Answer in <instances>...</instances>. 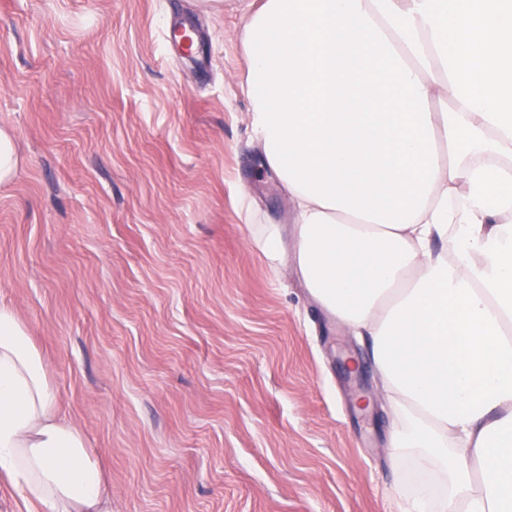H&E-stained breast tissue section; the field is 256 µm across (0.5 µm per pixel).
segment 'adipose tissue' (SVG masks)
Here are the masks:
<instances>
[{"instance_id":"ef3b65f1","label":"adipose tissue","mask_w":512,"mask_h":512,"mask_svg":"<svg viewBox=\"0 0 512 512\" xmlns=\"http://www.w3.org/2000/svg\"><path fill=\"white\" fill-rule=\"evenodd\" d=\"M243 90L311 297L368 336L394 467L512 512V0H241ZM0 479L101 512L106 481L0 304Z\"/></svg>"}]
</instances>
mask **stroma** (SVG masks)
I'll use <instances>...</instances> for the list:
<instances>
[{"label": "stroma", "instance_id": "obj_1", "mask_svg": "<svg viewBox=\"0 0 512 512\" xmlns=\"http://www.w3.org/2000/svg\"><path fill=\"white\" fill-rule=\"evenodd\" d=\"M189 20L209 59L174 57ZM239 0H0V302L104 512H401L369 344L307 293L242 91ZM278 225L280 261L256 234ZM19 163L12 137L0 128V184H5L13 177Z\"/></svg>", "mask_w": 512, "mask_h": 512}]
</instances>
